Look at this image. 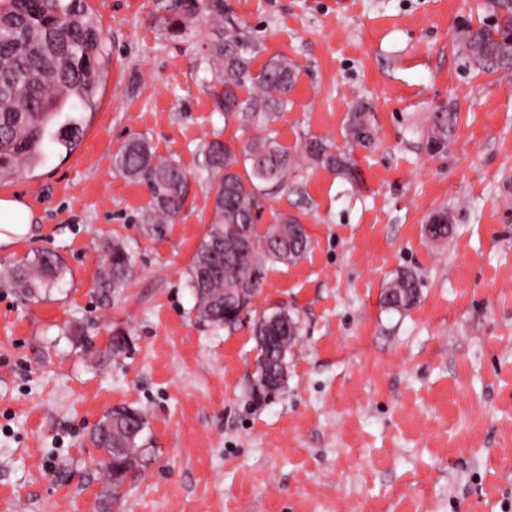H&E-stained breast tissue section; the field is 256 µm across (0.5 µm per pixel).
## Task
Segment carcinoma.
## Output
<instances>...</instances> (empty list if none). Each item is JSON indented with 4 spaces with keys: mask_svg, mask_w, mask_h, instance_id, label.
<instances>
[{
    "mask_svg": "<svg viewBox=\"0 0 512 512\" xmlns=\"http://www.w3.org/2000/svg\"><path fill=\"white\" fill-rule=\"evenodd\" d=\"M490 22L465 33L470 63L483 73L512 68V0H490ZM166 30L176 34L201 19L220 23L230 15L228 0H167ZM104 25L87 10L85 0H0V182L31 171L47 161L55 149L70 152L84 135V111L97 103L105 58ZM262 45L235 30L207 46L211 75L221 84L216 105L226 114L255 125L265 135L250 140L237 160L223 142L215 139L204 148L203 168L210 177L213 219L189 270V284L197 316L203 322L232 329L242 315L252 321L264 370L256 373L261 394L282 391L287 366L278 364L300 335L297 317L279 307L259 318L252 317L253 299L261 292L266 264L289 265L300 260L310 247L306 231L285 217L266 236L256 237L258 196L268 188H288L290 169L297 158L280 147L269 125L276 113L287 109L295 84L293 65L273 57L258 74L252 63ZM249 87L242 98L238 90ZM371 104L356 102L347 125L348 142L370 148L376 141L370 120ZM426 145L433 155L447 152L448 138L457 116L446 109L431 113ZM300 159L356 179L355 167L342 151L335 153L322 139H306ZM241 162L244 171L233 165ZM115 167L146 186L153 208L149 224H171L184 210L190 192L189 175L175 162L157 160L149 143L130 139L114 159ZM133 259L121 247L107 255V268L96 286L107 301L112 290L132 275ZM62 261L51 251L37 253L14 267L7 282L25 298L59 284ZM419 280L411 272L393 279L383 294V304L405 311L419 298ZM144 425L142 413L129 406L113 408L90 433L91 444L105 455L100 465L108 473L111 500L120 489L132 464L142 456L138 435L129 426Z\"/></svg>",
    "mask_w": 512,
    "mask_h": 512,
    "instance_id": "obj_1",
    "label": "carcinoma"
}]
</instances>
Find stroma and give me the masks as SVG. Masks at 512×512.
I'll list each match as a JSON object with an SVG mask.
<instances>
[{"mask_svg":"<svg viewBox=\"0 0 512 512\" xmlns=\"http://www.w3.org/2000/svg\"><path fill=\"white\" fill-rule=\"evenodd\" d=\"M229 2L264 47L255 67L296 69L273 124L288 152L312 136L348 148L353 103L373 104L356 182L303 163L260 200L261 228L292 216L312 241L267 265L252 302L300 317L286 388L257 398L251 322L200 321L188 286L212 219L202 149L254 136L214 109L206 46L224 28L173 35L164 0H87L108 57L87 130L0 183L31 213L0 246V512H512V72L462 55L487 0ZM438 107L457 123L434 156ZM134 137L190 176L193 205L157 233L148 190L113 166ZM442 208L452 229L433 241ZM115 244L134 269L105 307L94 281ZM43 250L62 259L58 287L26 300L2 285ZM404 271L419 299L399 313L380 297ZM118 405L143 413L147 454L114 504L89 432Z\"/></svg>","mask_w":512,"mask_h":512,"instance_id":"35a3bbf8","label":"stroma"}]
</instances>
